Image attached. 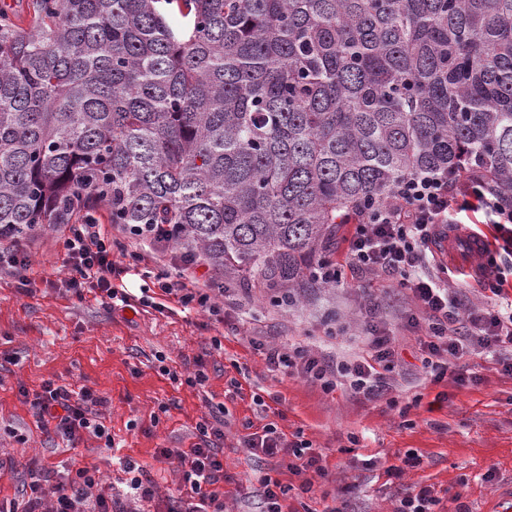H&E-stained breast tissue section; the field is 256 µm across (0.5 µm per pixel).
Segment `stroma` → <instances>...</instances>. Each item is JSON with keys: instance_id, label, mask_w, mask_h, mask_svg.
<instances>
[{"instance_id": "obj_1", "label": "stroma", "mask_w": 512, "mask_h": 512, "mask_svg": "<svg viewBox=\"0 0 512 512\" xmlns=\"http://www.w3.org/2000/svg\"><path fill=\"white\" fill-rule=\"evenodd\" d=\"M68 234V225L55 224L23 239L32 259L31 292L0 273V352L10 357L0 364V501L19 498L25 467L40 464L95 471L122 493L127 475L118 461L128 458L152 479L156 499L146 508L156 512L182 483L176 460L159 462L157 449L192 448L198 423L221 407L224 466L234 476L220 488L227 512H252L241 486L277 472L278 459L256 458L243 446L248 430L271 422L288 435L303 431L322 456L325 474L303 497L308 512H328L344 491L355 512H394L404 493L422 486L438 498L437 512H458L463 504L469 512H493L512 486V376L474 357L468 369L477 383L433 382L421 370L415 333L404 325L407 297L388 279L347 271L338 285L297 306L275 305L263 288L216 293L217 303L237 305L231 329L204 314L114 309L98 294L75 296L64 283ZM370 320L385 324L402 350L392 407L341 389L326 394L271 370L249 343L261 336L318 355H358ZM199 359L208 375L201 389L185 382ZM233 378L241 384L236 393L228 387ZM48 380L108 397L103 422L114 448L91 435L75 448L49 439L19 394ZM410 451L422 465L388 474Z\"/></svg>"}]
</instances>
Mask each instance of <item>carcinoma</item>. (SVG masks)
Returning <instances> with one entry per match:
<instances>
[{"instance_id":"cac0c4a2","label":"carcinoma","mask_w":512,"mask_h":512,"mask_svg":"<svg viewBox=\"0 0 512 512\" xmlns=\"http://www.w3.org/2000/svg\"><path fill=\"white\" fill-rule=\"evenodd\" d=\"M30 7L0 19V239L102 204L293 305L403 177L512 193V0Z\"/></svg>"}]
</instances>
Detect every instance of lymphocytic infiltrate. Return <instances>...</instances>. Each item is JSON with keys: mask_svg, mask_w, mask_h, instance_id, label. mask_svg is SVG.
I'll list each match as a JSON object with an SVG mask.
<instances>
[{"mask_svg": "<svg viewBox=\"0 0 512 512\" xmlns=\"http://www.w3.org/2000/svg\"><path fill=\"white\" fill-rule=\"evenodd\" d=\"M480 214L497 237L512 236V201L491 190L481 168L466 176L445 171L401 179L383 205L363 210L347 240L348 266L361 274L390 277L406 291L414 308L407 311L408 326L418 331L421 364L434 381L451 380L463 384L466 378L458 366L472 357H488L512 375V282L505 274L480 281L486 296L482 308L457 320L462 281L445 266L423 273L429 261L431 244L448 225L461 224L462 213ZM65 241L69 291L83 294L90 289L114 302L130 307L136 304L165 311L173 302L184 310L208 314L213 320L231 323L236 315L232 306H219L209 289L190 288L178 279L146 267L143 278L160 290L159 298L134 296L120 283L124 272L112 259L113 236L94 216L72 225ZM265 360L273 369H284L330 394L344 389L366 401L388 397L393 389L392 373L399 358L394 338L385 325L366 327V348L355 359L329 360L307 347L265 346ZM21 396L34 410L43 427L55 437L77 447L84 434L103 439L112 447V436L100 417L108 399L92 388H73L68 383L48 381L40 389H21ZM199 441L186 451L158 449L159 459L177 458L184 487L169 496L167 512H224V500L217 486L229 478L224 469V424L202 421ZM243 445L252 455L279 458L282 467L298 476L300 493H309L313 476L324 475L322 458L303 434L287 437L276 424L248 434ZM129 476L127 490L114 496L102 486L101 478L87 469L62 474L44 469L36 480L24 482L20 502L9 512H144V503L155 498L154 485L133 461L124 464Z\"/></svg>", "mask_w": 512, "mask_h": 512, "instance_id": "lymphocytic-infiltrate-1", "label": "lymphocytic infiltrate"}]
</instances>
